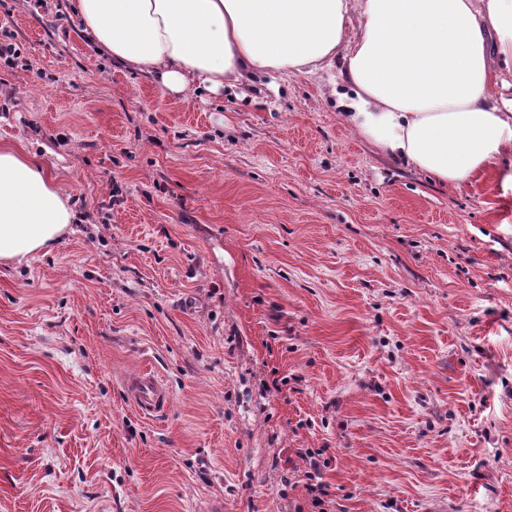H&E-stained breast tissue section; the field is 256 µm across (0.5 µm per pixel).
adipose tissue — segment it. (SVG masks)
I'll return each mask as SVG.
<instances>
[{
	"label": "adipose tissue",
	"mask_w": 512,
	"mask_h": 512,
	"mask_svg": "<svg viewBox=\"0 0 512 512\" xmlns=\"http://www.w3.org/2000/svg\"><path fill=\"white\" fill-rule=\"evenodd\" d=\"M113 65L174 94L329 74L345 119L451 184L512 149V0H70ZM74 220L56 180L0 148V262L50 252Z\"/></svg>",
	"instance_id": "ef3b65f1"
}]
</instances>
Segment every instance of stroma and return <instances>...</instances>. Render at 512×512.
<instances>
[{"label":"stroma","mask_w":512,"mask_h":512,"mask_svg":"<svg viewBox=\"0 0 512 512\" xmlns=\"http://www.w3.org/2000/svg\"><path fill=\"white\" fill-rule=\"evenodd\" d=\"M0 0V147L75 230L0 264V512H512V152L453 186L327 74L170 94ZM170 387L148 420L125 392ZM125 387L129 400L145 418L163 416L171 407L170 390L154 373H139L130 378ZM315 453H309L308 457L312 460L310 463L311 471L307 472V478L311 483L307 484L308 494L312 497L313 507L319 508L318 512H330L331 510H327L325 508L328 505V501L325 500L327 493L324 491V485L322 481H318L317 479H321L320 466L317 461H315ZM317 480V481H316ZM316 481V482H314Z\"/></svg>","instance_id":"stroma-1"}]
</instances>
